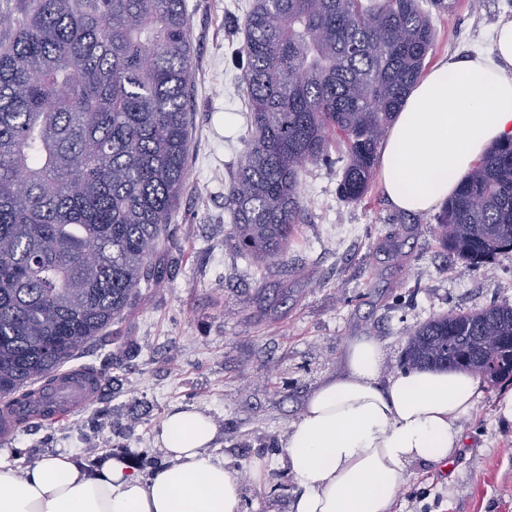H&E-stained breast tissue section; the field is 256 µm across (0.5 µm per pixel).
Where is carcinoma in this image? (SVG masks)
Returning a JSON list of instances; mask_svg holds the SVG:
<instances>
[{
    "mask_svg": "<svg viewBox=\"0 0 512 512\" xmlns=\"http://www.w3.org/2000/svg\"><path fill=\"white\" fill-rule=\"evenodd\" d=\"M0 41V402L42 388L100 338L158 253L185 189L193 46L185 0H35ZM434 40L420 0H253L235 53L250 131L224 196L225 240L288 262L309 165L344 143L339 196L358 202L393 114ZM476 269L512 252V142L497 144L436 216ZM512 381V305L429 319L400 368Z\"/></svg>",
    "mask_w": 512,
    "mask_h": 512,
    "instance_id": "1",
    "label": "carcinoma"
}]
</instances>
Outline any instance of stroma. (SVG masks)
Masks as SVG:
<instances>
[{"label": "stroma", "mask_w": 512, "mask_h": 512, "mask_svg": "<svg viewBox=\"0 0 512 512\" xmlns=\"http://www.w3.org/2000/svg\"><path fill=\"white\" fill-rule=\"evenodd\" d=\"M251 0H187L193 74L188 178L171 221L175 242L158 256L167 272L141 288L100 343L74 364L109 381L93 403L56 424L0 437V464L66 455L88 472L112 456L148 475L165 463L155 435L167 414L194 408L218 427L211 448L243 476V512H290L300 491L280 452L290 424L322 382L342 370L348 342L376 339L382 378L397 375L407 334L428 319L512 305V253L475 271L441 249L432 214L395 209L380 185L357 203L337 195L342 168L308 167L306 213L271 269L225 246L224 187L248 134L247 99L230 60L243 42ZM512 0H452L432 13L436 40L425 64L491 49ZM235 118L224 123L225 115ZM512 382L480 383L457 425L463 448L441 467L410 466L392 512H512V424L498 403ZM260 467L262 483L250 477Z\"/></svg>", "instance_id": "35a3bbf8"}]
</instances>
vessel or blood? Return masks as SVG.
I'll return each instance as SVG.
<instances>
[{
  "label": "vessel or blood",
  "mask_w": 512,
  "mask_h": 512,
  "mask_svg": "<svg viewBox=\"0 0 512 512\" xmlns=\"http://www.w3.org/2000/svg\"><path fill=\"white\" fill-rule=\"evenodd\" d=\"M44 399L16 401L7 414L0 416V428L16 431L19 421L60 422L72 412L78 411L94 401L97 392L86 381L83 369L60 371L55 383L43 393Z\"/></svg>",
  "instance_id": "b4317fda"
}]
</instances>
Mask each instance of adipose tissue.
<instances>
[{
	"mask_svg": "<svg viewBox=\"0 0 512 512\" xmlns=\"http://www.w3.org/2000/svg\"><path fill=\"white\" fill-rule=\"evenodd\" d=\"M512 139V19L491 54L440 61L408 91L386 132L379 176L392 205L435 211L487 148ZM383 353L351 341L343 370L324 381L294 421L284 461L301 487L292 512H391L411 464L448 462L456 425L477 394L462 370L421 369L382 379ZM208 415L176 409L158 441L167 465L142 479L122 459L88 474L66 456L23 470L0 466V512H242V480L210 448Z\"/></svg>",
	"mask_w": 512,
	"mask_h": 512,
	"instance_id": "adipose-tissue-1",
	"label": "adipose tissue"
}]
</instances>
